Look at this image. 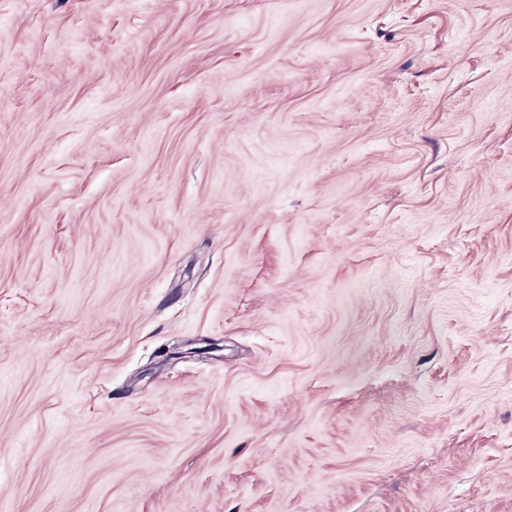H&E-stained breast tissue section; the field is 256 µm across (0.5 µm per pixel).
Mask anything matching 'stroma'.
<instances>
[{"instance_id": "obj_1", "label": "stroma", "mask_w": 512, "mask_h": 512, "mask_svg": "<svg viewBox=\"0 0 512 512\" xmlns=\"http://www.w3.org/2000/svg\"><path fill=\"white\" fill-rule=\"evenodd\" d=\"M0 512H512V0H0Z\"/></svg>"}]
</instances>
